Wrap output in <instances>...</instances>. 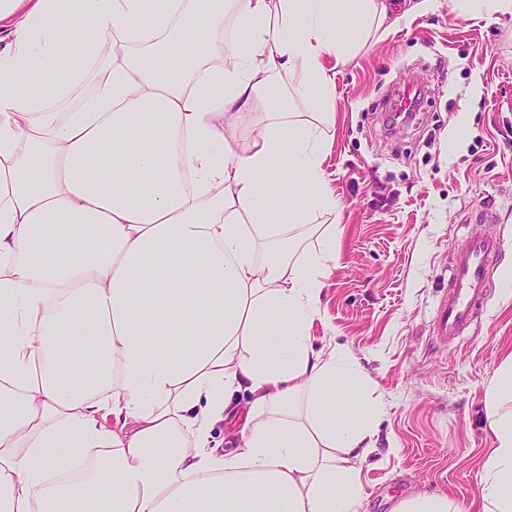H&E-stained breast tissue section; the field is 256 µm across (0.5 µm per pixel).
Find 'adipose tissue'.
I'll list each match as a JSON object with an SVG mask.
<instances>
[{
	"label": "adipose tissue",
	"mask_w": 512,
	"mask_h": 512,
	"mask_svg": "<svg viewBox=\"0 0 512 512\" xmlns=\"http://www.w3.org/2000/svg\"><path fill=\"white\" fill-rule=\"evenodd\" d=\"M428 6L0 0V512H355L379 405L341 408L368 380L310 336L336 259L323 59ZM104 41L91 95L53 108ZM487 401L478 495L512 512V355Z\"/></svg>",
	"instance_id": "adipose-tissue-1"
}]
</instances>
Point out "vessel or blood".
Here are the masks:
<instances>
[{
	"label": "vessel or blood",
	"instance_id": "1",
	"mask_svg": "<svg viewBox=\"0 0 512 512\" xmlns=\"http://www.w3.org/2000/svg\"><path fill=\"white\" fill-rule=\"evenodd\" d=\"M500 248L499 237L477 233L452 258L448 290L436 311L438 335L444 341H454L478 321L490 265Z\"/></svg>",
	"mask_w": 512,
	"mask_h": 512
}]
</instances>
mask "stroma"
<instances>
[{"label":"stroma","instance_id":"35a3bbf8","mask_svg":"<svg viewBox=\"0 0 512 512\" xmlns=\"http://www.w3.org/2000/svg\"><path fill=\"white\" fill-rule=\"evenodd\" d=\"M431 0L336 69L324 169L338 200V251L311 330L315 350L346 348L382 404L376 447L354 460L356 512H398L418 494L479 512L493 445L486 391L512 353V14L462 13ZM422 83L415 119L388 132L392 92ZM498 232L502 252L475 331L435 332L448 265L468 235Z\"/></svg>","mask_w":512,"mask_h":512}]
</instances>
